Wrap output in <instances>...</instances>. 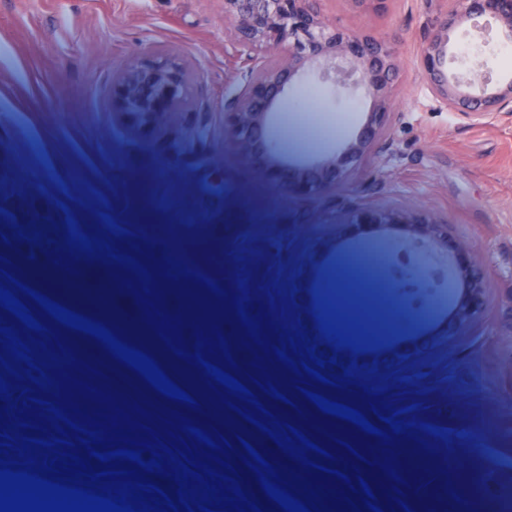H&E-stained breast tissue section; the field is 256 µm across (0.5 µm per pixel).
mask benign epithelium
I'll return each mask as SVG.
<instances>
[{
    "label": "benign epithelium",
    "mask_w": 512,
    "mask_h": 512,
    "mask_svg": "<svg viewBox=\"0 0 512 512\" xmlns=\"http://www.w3.org/2000/svg\"><path fill=\"white\" fill-rule=\"evenodd\" d=\"M318 0H224V35L243 60L244 72L224 97V144L264 181L297 199L336 202V235L321 239L307 254L297 291L312 317H330L319 282L329 260L363 243L389 245L386 265L411 311L430 305L444 290L448 309L441 319L414 320L407 332L360 350L339 344L322 330L320 354L340 370H386L432 344L469 333L483 314L489 292L484 269L469 248L448 235V224L431 210L405 203L368 205L352 188L355 172L390 144L398 120L395 99L401 65L396 39L385 33L340 28ZM373 16L391 0H348ZM438 12L419 47L416 73L437 106L480 120L490 112L512 114V81H495L479 55L461 73L448 46L451 32L495 28L500 45L512 43V0H438ZM190 69L173 55L146 52L112 71V125L160 142L175 153L189 151L204 130L186 122ZM360 100L358 124L318 153H288L277 137L280 109L308 85Z\"/></svg>",
    "instance_id": "7a95c632"
}]
</instances>
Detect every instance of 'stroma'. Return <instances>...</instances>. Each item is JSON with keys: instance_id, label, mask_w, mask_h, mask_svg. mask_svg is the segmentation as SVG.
Returning a JSON list of instances; mask_svg holds the SVG:
<instances>
[{"instance_id": "35a3bbf8", "label": "stroma", "mask_w": 512, "mask_h": 512, "mask_svg": "<svg viewBox=\"0 0 512 512\" xmlns=\"http://www.w3.org/2000/svg\"><path fill=\"white\" fill-rule=\"evenodd\" d=\"M321 7L398 41L391 150L354 187L435 210L472 249L492 291L468 336L388 371L347 375L313 359L316 327L297 288L304 256L336 233L335 207L285 196L225 148L238 63L224 0H0V209L13 217L0 224V288L38 323L0 304L1 462L50 464L67 479L62 457L79 456L108 497L139 487L138 512H285L269 484L309 512H512V116L439 110L418 80L436 0H392L376 18L345 0ZM150 48L196 75L190 109L206 136L191 152L112 125V70ZM359 110L310 90L285 126H320L304 143L318 150ZM71 269L103 286L113 338L185 399L45 309L97 323L83 292L60 285ZM342 277L381 326L404 329L409 314L370 259ZM317 395L372 431L322 411ZM29 439L42 448L24 452ZM131 448L139 460L125 457Z\"/></svg>"}]
</instances>
